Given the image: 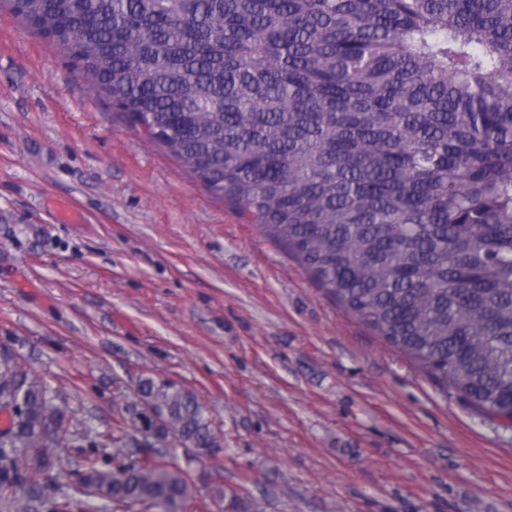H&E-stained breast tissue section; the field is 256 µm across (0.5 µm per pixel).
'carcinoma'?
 <instances>
[{
  "label": "carcinoma",
  "mask_w": 512,
  "mask_h": 512,
  "mask_svg": "<svg viewBox=\"0 0 512 512\" xmlns=\"http://www.w3.org/2000/svg\"><path fill=\"white\" fill-rule=\"evenodd\" d=\"M376 335L512 422V0H0ZM106 458L0 344V499L182 512L205 408L142 378ZM79 458L60 493L51 445Z\"/></svg>",
  "instance_id": "1"
}]
</instances>
